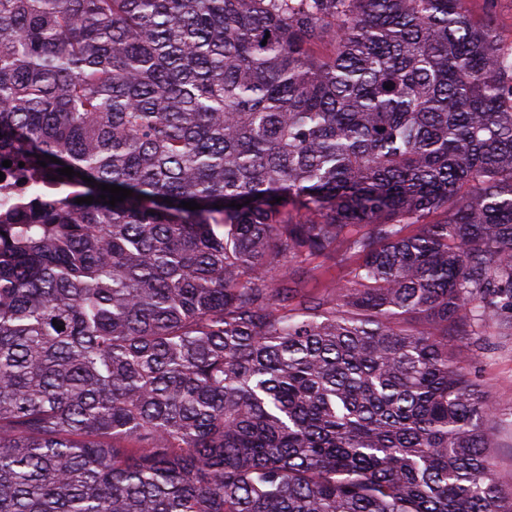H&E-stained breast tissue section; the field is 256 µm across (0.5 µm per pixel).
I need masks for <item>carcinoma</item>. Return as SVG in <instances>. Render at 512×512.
<instances>
[{
	"instance_id": "1",
	"label": "carcinoma",
	"mask_w": 512,
	"mask_h": 512,
	"mask_svg": "<svg viewBox=\"0 0 512 512\" xmlns=\"http://www.w3.org/2000/svg\"><path fill=\"white\" fill-rule=\"evenodd\" d=\"M467 4L0 0V163L57 188L0 214V512H512L457 345L512 328V42ZM322 265V275L317 282L310 281V288H323L331 281L336 283H343L348 278L349 268L351 262L347 261L343 264H335L332 260H325L323 258H317L311 261L309 266Z\"/></svg>"
}]
</instances>
